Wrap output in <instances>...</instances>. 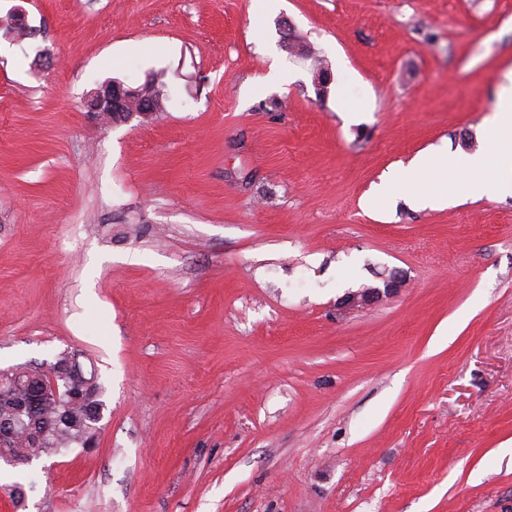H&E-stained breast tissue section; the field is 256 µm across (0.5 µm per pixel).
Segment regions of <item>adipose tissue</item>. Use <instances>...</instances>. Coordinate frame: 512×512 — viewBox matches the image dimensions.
<instances>
[{
    "mask_svg": "<svg viewBox=\"0 0 512 512\" xmlns=\"http://www.w3.org/2000/svg\"><path fill=\"white\" fill-rule=\"evenodd\" d=\"M493 112L483 131L482 149L451 162L424 153L402 170L400 182L413 201L425 197L426 177L449 166L470 193L512 194V83L500 89Z\"/></svg>",
    "mask_w": 512,
    "mask_h": 512,
    "instance_id": "obj_1",
    "label": "adipose tissue"
}]
</instances>
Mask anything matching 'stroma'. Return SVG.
I'll return each instance as SVG.
<instances>
[{
    "label": "stroma",
    "instance_id": "35a3bbf8",
    "mask_svg": "<svg viewBox=\"0 0 512 512\" xmlns=\"http://www.w3.org/2000/svg\"><path fill=\"white\" fill-rule=\"evenodd\" d=\"M17 10L38 34L0 35V369L75 352L106 409L94 447L0 467L24 488L0 512H512V196L447 169L445 204H367L420 153L482 148L512 0ZM112 78L165 110L96 121ZM401 287V277L395 273L389 278L383 279L382 287L373 286L365 288L362 291L352 293L347 296L340 305L346 310H358L359 308L365 309L379 303L383 298L393 294Z\"/></svg>",
    "mask_w": 512,
    "mask_h": 512
}]
</instances>
